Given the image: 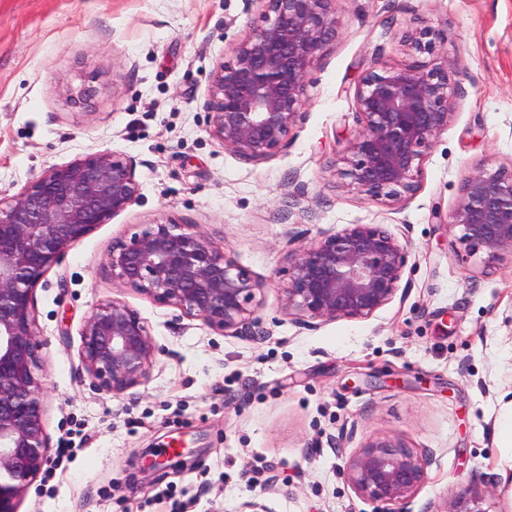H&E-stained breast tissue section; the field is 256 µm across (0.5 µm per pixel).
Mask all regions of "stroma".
<instances>
[{"label": "stroma", "instance_id": "35a3bbf8", "mask_svg": "<svg viewBox=\"0 0 512 512\" xmlns=\"http://www.w3.org/2000/svg\"><path fill=\"white\" fill-rule=\"evenodd\" d=\"M261 0H0V196L102 151L136 163L140 196L72 244L34 291L52 448L18 512H373L343 468L389 438L426 458L413 512L462 488L512 512V261L457 258L451 214L481 164L512 165V0H337L290 140L247 160L214 139L208 77L262 24ZM428 27L454 58V116L417 191L384 204L336 164L359 125L355 93ZM195 225L264 281L254 336H227L118 285L113 244L143 225ZM380 224L407 246L401 296L364 320L307 327L283 309L284 272L319 232ZM138 310L156 345L145 383L115 396L81 366L96 304ZM183 449L173 469L153 454Z\"/></svg>", "mask_w": 512, "mask_h": 512}]
</instances>
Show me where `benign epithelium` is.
<instances>
[{
  "label": "benign epithelium",
  "mask_w": 512,
  "mask_h": 512,
  "mask_svg": "<svg viewBox=\"0 0 512 512\" xmlns=\"http://www.w3.org/2000/svg\"><path fill=\"white\" fill-rule=\"evenodd\" d=\"M264 25L242 39L210 75V134L224 147L261 160L278 154L300 120L305 79L336 36L335 0H261ZM436 54L422 30L406 39ZM447 56L432 65H381L356 90L358 135L342 149L346 186L393 203L414 194L424 157L453 117ZM135 162L100 152L46 170L15 197L0 198V512L17 502L47 463L41 361L33 303L36 287L65 250L136 202ZM467 263L483 254L490 269L512 256V168L482 164L468 177L451 214ZM407 248L379 224H349L298 249L286 270L284 309L315 321L362 320L397 295ZM112 279L153 301L233 336L250 332L264 283L190 224L155 222L112 245ZM79 358L93 385L120 395L149 376L156 345L140 313L120 299L98 303L80 331ZM159 454L145 469L180 462ZM375 512H411L425 462L402 443L380 438L351 456L344 471ZM444 512H483L467 492Z\"/></svg>",
  "instance_id": "benign-epithelium-1"
}]
</instances>
